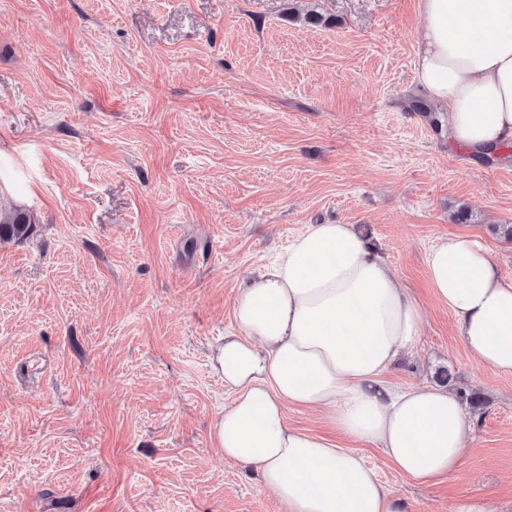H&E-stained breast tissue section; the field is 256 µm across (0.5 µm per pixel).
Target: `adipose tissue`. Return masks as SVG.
Listing matches in <instances>:
<instances>
[{
    "label": "adipose tissue",
    "mask_w": 512,
    "mask_h": 512,
    "mask_svg": "<svg viewBox=\"0 0 512 512\" xmlns=\"http://www.w3.org/2000/svg\"><path fill=\"white\" fill-rule=\"evenodd\" d=\"M416 82L449 104L448 135L474 155L512 144V0H420ZM435 296L472 356L512 373V281L465 236L427 258ZM237 335L210 356L233 392L211 437L254 467L288 512H410L356 453L289 428L286 405L323 407L336 430L376 443L401 473L432 483L454 472L471 432L440 388L388 386L417 340L421 311L351 224H313L238 289Z\"/></svg>",
    "instance_id": "obj_1"
}]
</instances>
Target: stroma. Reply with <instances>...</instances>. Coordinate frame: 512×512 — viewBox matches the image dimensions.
I'll use <instances>...</instances> for the list:
<instances>
[{"label":"stroma","instance_id":"35a3bbf8","mask_svg":"<svg viewBox=\"0 0 512 512\" xmlns=\"http://www.w3.org/2000/svg\"><path fill=\"white\" fill-rule=\"evenodd\" d=\"M419 0H0V512H288L212 424L210 353L237 288L322 223L352 224L417 299L401 387L474 394L459 469L359 454L410 512H512V373L482 367L426 280L452 235L512 280V145L482 161L415 94ZM314 9L330 26L304 21ZM449 381H441V371ZM34 224L29 212L19 209H0V241H23L29 237Z\"/></svg>","mask_w":512,"mask_h":512}]
</instances>
